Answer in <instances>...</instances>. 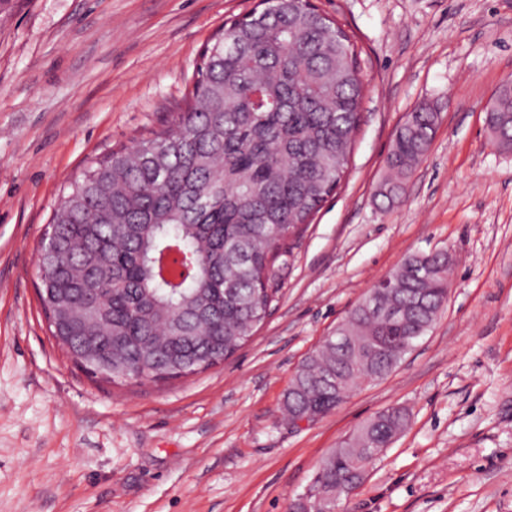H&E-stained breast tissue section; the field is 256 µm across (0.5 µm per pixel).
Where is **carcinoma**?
Listing matches in <instances>:
<instances>
[{
	"mask_svg": "<svg viewBox=\"0 0 512 512\" xmlns=\"http://www.w3.org/2000/svg\"><path fill=\"white\" fill-rule=\"evenodd\" d=\"M206 46L185 108L130 147L91 162L54 209L38 245L50 335L67 354L188 377L233 355L276 302L277 261L344 178L362 120L365 82L347 31L308 0H260ZM440 113H409L386 157L378 196L393 202L426 153ZM495 145L512 151V80L487 110ZM448 252L407 256L339 329L373 336L358 352L326 337L283 397L289 419L322 416L362 381L380 379L407 341L434 324L448 296ZM407 421L387 408L318 466L308 503L362 481ZM367 465H361V462Z\"/></svg>",
	"mask_w": 512,
	"mask_h": 512,
	"instance_id": "obj_1",
	"label": "carcinoma"
}]
</instances>
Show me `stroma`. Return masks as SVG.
I'll return each mask as SVG.
<instances>
[{"label": "stroma", "instance_id": "stroma-1", "mask_svg": "<svg viewBox=\"0 0 512 512\" xmlns=\"http://www.w3.org/2000/svg\"><path fill=\"white\" fill-rule=\"evenodd\" d=\"M259 0H0V512H289L389 407L409 421L339 512H512V152L485 107L512 80V0H313L360 53L348 172L223 363L91 378L50 336L37 247L91 161L180 111L203 49ZM441 120L400 201L376 190L407 113ZM452 258L434 325L385 377L289 423L302 361L413 253Z\"/></svg>", "mask_w": 512, "mask_h": 512}]
</instances>
